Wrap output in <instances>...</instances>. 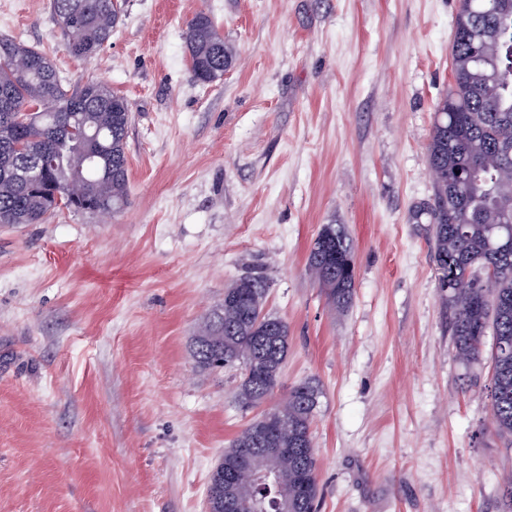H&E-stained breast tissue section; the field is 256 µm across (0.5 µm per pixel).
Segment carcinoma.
<instances>
[{
	"instance_id": "1",
	"label": "carcinoma",
	"mask_w": 512,
	"mask_h": 512,
	"mask_svg": "<svg viewBox=\"0 0 512 512\" xmlns=\"http://www.w3.org/2000/svg\"><path fill=\"white\" fill-rule=\"evenodd\" d=\"M68 53L95 57L122 21L114 0H50ZM184 39L196 81L211 83L232 67L233 49L203 12ZM453 83L437 104L428 162L432 201L415 211L433 231L432 260L448 293L460 361L481 360L492 334L489 396L497 432L512 436V0H461L451 46ZM129 101L100 81L70 88L49 53L0 37V224H38L65 207L120 211L128 198ZM308 268L332 301L345 306L355 285L353 245L339 226L323 225ZM269 281L250 272L224 289L194 341L202 369H238L236 400L248 411L280 385L288 323L266 311ZM320 389H288L249 422L212 470L211 512H318L312 422ZM278 448L270 458L265 449ZM276 468L281 481L263 474Z\"/></svg>"
}]
</instances>
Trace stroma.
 <instances>
[{
    "mask_svg": "<svg viewBox=\"0 0 512 512\" xmlns=\"http://www.w3.org/2000/svg\"><path fill=\"white\" fill-rule=\"evenodd\" d=\"M460 0H127L99 55L66 51L50 0H0V35L65 82L132 104L129 195L0 224V512H205L249 422L230 373L196 366L200 325L250 269L287 321L274 401L315 381L319 512H501L512 441L489 360L466 366L431 258L427 146L453 82ZM208 14L236 61L189 66ZM326 224L354 245L334 304L307 268Z\"/></svg>",
    "mask_w": 512,
    "mask_h": 512,
    "instance_id": "1",
    "label": "stroma"
}]
</instances>
